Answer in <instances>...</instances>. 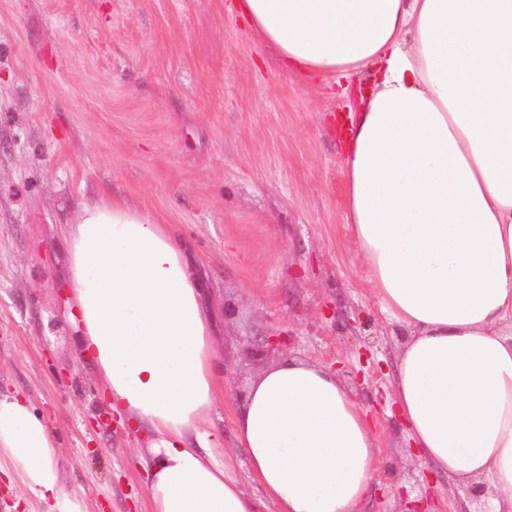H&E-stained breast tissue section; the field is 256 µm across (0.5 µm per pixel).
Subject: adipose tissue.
<instances>
[{
    "instance_id": "adipose-tissue-1",
    "label": "adipose tissue",
    "mask_w": 512,
    "mask_h": 512,
    "mask_svg": "<svg viewBox=\"0 0 512 512\" xmlns=\"http://www.w3.org/2000/svg\"><path fill=\"white\" fill-rule=\"evenodd\" d=\"M307 79L370 70L348 115L347 221L384 314L406 331L392 406L422 463L512 512V0H237ZM64 318L113 412L149 426L151 512H358L379 437L357 394L283 355L251 381L236 441L263 497L207 453L213 314L186 245L117 198L80 202ZM58 445L23 395L0 396V460L47 512Z\"/></svg>"
}]
</instances>
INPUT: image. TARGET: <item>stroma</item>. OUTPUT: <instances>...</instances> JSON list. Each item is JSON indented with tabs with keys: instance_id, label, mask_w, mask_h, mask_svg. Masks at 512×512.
I'll return each instance as SVG.
<instances>
[{
	"instance_id": "stroma-1",
	"label": "stroma",
	"mask_w": 512,
	"mask_h": 512,
	"mask_svg": "<svg viewBox=\"0 0 512 512\" xmlns=\"http://www.w3.org/2000/svg\"><path fill=\"white\" fill-rule=\"evenodd\" d=\"M230 0H0V394L48 414L63 489L86 512H150L151 435L107 406L60 317L62 230L100 196L156 215L192 248L215 313L210 451L258 495L235 418L245 348L337 369L374 419L380 464L359 512H482L426 480L386 415L405 331L379 310L346 223L342 98L280 70ZM236 314L225 318V305Z\"/></svg>"
}]
</instances>
